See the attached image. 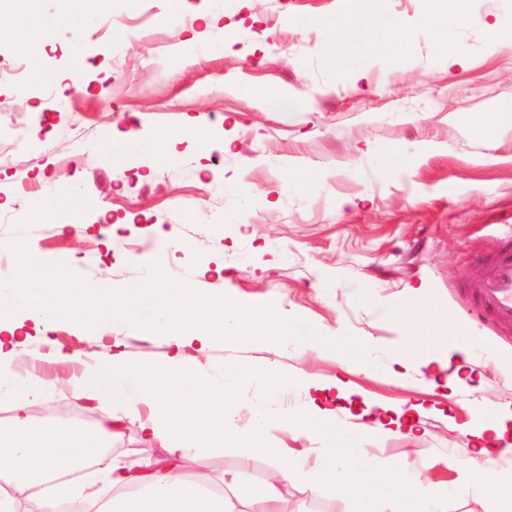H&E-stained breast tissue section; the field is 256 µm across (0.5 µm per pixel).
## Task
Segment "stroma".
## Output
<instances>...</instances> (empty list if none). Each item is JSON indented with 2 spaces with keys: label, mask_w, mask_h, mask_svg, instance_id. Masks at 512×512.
<instances>
[{
  "label": "stroma",
  "mask_w": 512,
  "mask_h": 512,
  "mask_svg": "<svg viewBox=\"0 0 512 512\" xmlns=\"http://www.w3.org/2000/svg\"><path fill=\"white\" fill-rule=\"evenodd\" d=\"M175 0H112L81 12L78 31L43 10H0V72L27 65V89L0 83V245L21 239L40 257L31 274L54 289L60 309L35 325L26 348L50 383L36 421L54 411L77 435L94 433L98 402L70 396L64 381L83 375L114 339L133 366H163L171 329L158 320L163 294L221 290L241 305L271 310L297 333L295 346L272 336L214 337L189 358L292 379L274 398L305 429L261 419L255 390L235 389L229 424L248 428L250 453L213 456L247 483L268 477V451L288 447L351 451L356 480L323 487L309 466L293 467L290 512H389L391 475L460 486L466 472L438 464L445 449L468 458L482 427L475 411H512V328L477 315L466 284L478 262L512 236V129L479 135L490 105L512 102V28L491 38L480 28L456 45L437 44L419 24L428 0H374L364 22L335 31L343 0H235L201 19L190 0L180 23ZM401 35H384L386 19ZM367 48L352 64L351 41ZM461 55L462 64L448 58ZM82 70L80 97H46ZM203 126L205 139L172 143L169 130ZM415 148L398 172L393 153ZM317 172V185L289 188V170ZM243 181L248 200L230 193ZM115 285L102 304L96 286ZM407 302V315L392 314ZM493 349V360L453 357L461 384L427 354L445 322ZM354 336L362 349L337 358L315 350L318 336ZM68 363L50 359L55 348ZM334 410L333 423L308 417ZM422 405L414 428H395L397 409ZM385 422L371 439L352 429Z\"/></svg>",
  "instance_id": "stroma-1"
}]
</instances>
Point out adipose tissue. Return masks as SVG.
<instances>
[{
	"instance_id": "ef3b65f1",
	"label": "adipose tissue",
	"mask_w": 512,
	"mask_h": 512,
	"mask_svg": "<svg viewBox=\"0 0 512 512\" xmlns=\"http://www.w3.org/2000/svg\"><path fill=\"white\" fill-rule=\"evenodd\" d=\"M422 24L432 29L438 41L454 44L468 29L478 27L497 32L499 22L469 12H459L439 25L433 13H426ZM27 290L42 322L57 318L59 311L53 290L41 282L22 276L0 277V305ZM163 321L180 324L182 330L194 327L193 336L175 334L170 340L175 353L162 368L140 371L120 354L106 356L96 367L73 379L75 395L89 399H107L112 403L97 435L76 438L69 429L36 425L31 408L39 402L45 387L38 381L21 384L11 372L15 357L23 345L15 334L20 321L0 316V399L14 398L16 432L12 449L0 455V484L11 488L10 496L0 495V512H56L59 502L73 501L79 488L64 481V474L94 464L99 480L111 483L116 493L113 512H263L264 505L281 501L282 487L289 480L290 451L272 449L276 464L259 485L243 488L238 473L212 470L209 459L214 452L241 447L242 434L224 421V411L232 400V390L224 380L222 365L192 364L182 350L192 342L208 345L211 334L239 335L244 328L253 333H275L284 344L296 338L267 314L241 308L235 298L216 293L188 302L173 298L160 310ZM150 403L151 414L139 423L148 441L164 447L179 443L194 451L197 471L184 477L176 458L152 456L127 460L105 452L101 438L117 436V425L132 417V408ZM55 481L51 496L36 507H28L26 491L33 479ZM448 497L445 485L402 474L395 477L391 512H438Z\"/></svg>"
}]
</instances>
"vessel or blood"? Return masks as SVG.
Listing matches in <instances>:
<instances>
[{"instance_id":"vessel-or-blood-1","label":"vessel or blood","mask_w":512,"mask_h":512,"mask_svg":"<svg viewBox=\"0 0 512 512\" xmlns=\"http://www.w3.org/2000/svg\"><path fill=\"white\" fill-rule=\"evenodd\" d=\"M470 289L484 311L502 326L512 327V247L485 259L474 273Z\"/></svg>"}]
</instances>
